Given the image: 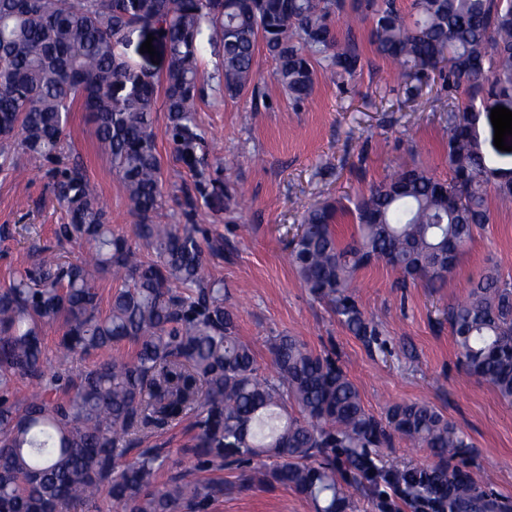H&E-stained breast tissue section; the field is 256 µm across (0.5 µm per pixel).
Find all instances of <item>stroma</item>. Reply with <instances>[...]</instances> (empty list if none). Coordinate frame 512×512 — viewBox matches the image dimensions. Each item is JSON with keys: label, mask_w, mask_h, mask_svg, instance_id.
I'll return each mask as SVG.
<instances>
[{"label": "stroma", "mask_w": 512, "mask_h": 512, "mask_svg": "<svg viewBox=\"0 0 512 512\" xmlns=\"http://www.w3.org/2000/svg\"><path fill=\"white\" fill-rule=\"evenodd\" d=\"M370 24L351 33L362 67L341 81L318 74L312 95L290 101L277 83L275 63L258 50L257 93L234 100L206 91L197 114L210 173L242 200L237 211L216 201L197 202L195 221L217 253L206 256L212 277L224 281V304L238 334L251 344L261 368H269L266 340L299 337L310 348L334 351L358 387L366 410L384 415L395 402L428 401L468 436L463 456L489 475L490 492L512 507V403L486 381L461 367L444 309L463 297L489 265L512 281V205L490 198L491 221L474 233L464 256L442 287L398 289L397 272L375 264L356 274L360 305L379 329L368 343L351 333L330 306L313 298L283 259L302 214L310 207L357 197L393 169L421 165L448 174L443 128L448 91L438 72L397 77L369 43ZM165 185V210L181 220L195 178L179 161L165 134L163 109L154 113ZM490 112L476 108L472 135L491 179L512 173V136L507 150L494 144ZM66 162L82 163L97 183L115 231L131 234V213L110 161L99 154L92 124L73 112L64 148ZM22 176L0 172V287L32 265L54 244L55 225L67 220L39 158L18 153ZM211 512H315L311 499L282 485L234 491Z\"/></svg>", "instance_id": "stroma-1"}]
</instances>
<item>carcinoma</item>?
I'll return each instance as SVG.
<instances>
[{"label": "carcinoma", "instance_id": "obj_1", "mask_svg": "<svg viewBox=\"0 0 512 512\" xmlns=\"http://www.w3.org/2000/svg\"><path fill=\"white\" fill-rule=\"evenodd\" d=\"M368 20L374 51L402 78L439 70L448 92L444 127L448 179L405 166L354 202L357 231L340 241L337 207L309 208L287 245L286 260L312 296L331 305L355 335L372 341L375 325L351 291L357 271L383 263L398 287L439 288L474 232L490 221L489 193L512 202V180L489 190L469 114L512 96V0H0V171L17 170L16 148L48 164L68 222L54 236L83 252L64 261L45 247L38 261L0 289V512H207L228 489L217 472L240 471L247 486H289L316 512H346L361 474L407 486L416 507L430 502L414 473L379 466L372 449L399 435L443 462L469 447L467 437L431 403L389 406L377 418L332 352L296 336L268 338L271 371L224 307V280L206 274L204 230L184 212L163 213V176L153 112L163 93L166 135L196 177L199 193L219 194L198 155L197 112L205 90L236 99L258 89L254 59L263 47L291 100L311 95L318 72L340 79L360 69L354 40H341L344 16ZM143 25L167 40L161 78L133 67L121 48ZM222 50L213 71L205 45ZM86 112L98 148L118 175L135 241L118 235L78 162L61 164L72 112ZM119 282L108 311L98 278ZM466 373L512 402V283L490 267L447 312ZM60 322L58 367L48 366L44 327ZM87 369L70 367L123 344ZM187 423L184 453L193 469L156 448L129 453L151 428ZM171 475L161 480L164 472ZM447 482L449 512L498 505L485 480L463 468Z\"/></svg>", "mask_w": 512, "mask_h": 512}]
</instances>
